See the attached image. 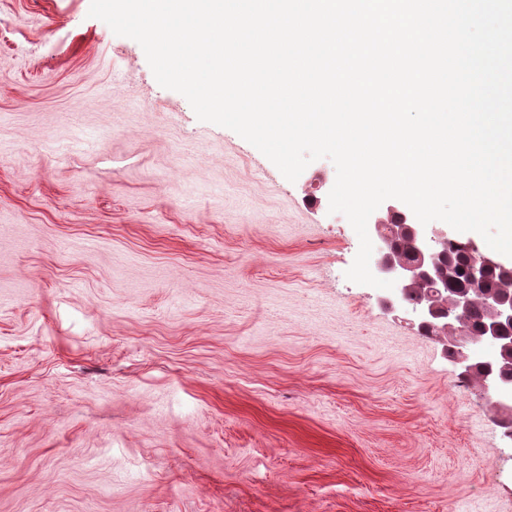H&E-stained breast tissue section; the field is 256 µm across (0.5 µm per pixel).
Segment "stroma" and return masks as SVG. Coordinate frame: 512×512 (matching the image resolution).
<instances>
[{
  "label": "stroma",
  "mask_w": 512,
  "mask_h": 512,
  "mask_svg": "<svg viewBox=\"0 0 512 512\" xmlns=\"http://www.w3.org/2000/svg\"><path fill=\"white\" fill-rule=\"evenodd\" d=\"M90 0H0V512H512L444 340Z\"/></svg>",
  "instance_id": "stroma-1"
}]
</instances>
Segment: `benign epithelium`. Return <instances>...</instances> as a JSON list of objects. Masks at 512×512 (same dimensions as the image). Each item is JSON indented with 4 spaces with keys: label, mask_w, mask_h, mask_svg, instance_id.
I'll use <instances>...</instances> for the list:
<instances>
[{
    "label": "benign epithelium",
    "mask_w": 512,
    "mask_h": 512,
    "mask_svg": "<svg viewBox=\"0 0 512 512\" xmlns=\"http://www.w3.org/2000/svg\"><path fill=\"white\" fill-rule=\"evenodd\" d=\"M386 214L400 218V223L388 225L382 231L383 217L368 225L369 232L379 236L380 258L375 264L377 276L395 281L390 296L383 298L388 307L408 306L407 288L422 285L427 288L448 286L453 279L455 266L445 262L443 255L460 248L470 256L466 275L472 287L483 283L490 272H498L504 278L512 279V261H504L492 254L483 252L472 239H459L438 228L434 224L426 226L390 205ZM405 242L409 246L410 258H405L397 244ZM484 313L482 326L483 339L471 342L466 338L464 324L472 308V298L461 293L451 298L448 306L437 309L431 305L410 307L412 315L420 321V328L434 336L448 340V352L452 361L461 369V376L470 377L477 366L486 368L481 380L483 392L497 403L512 410V378L496 371L495 363L502 349L512 348V293L486 294L481 299Z\"/></svg>",
    "instance_id": "7a95c632"
}]
</instances>
